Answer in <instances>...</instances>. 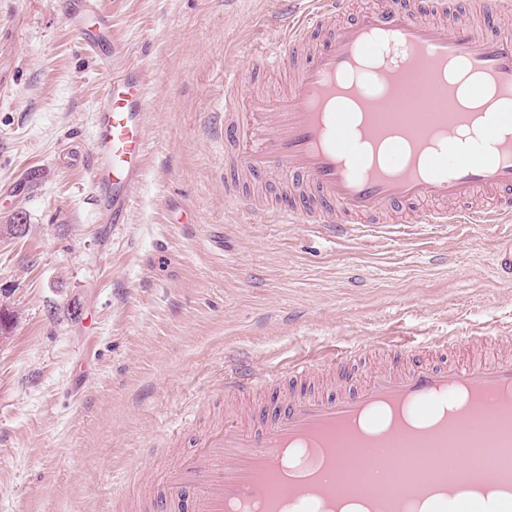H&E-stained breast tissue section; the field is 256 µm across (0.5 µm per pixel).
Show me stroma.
Instances as JSON below:
<instances>
[{
  "mask_svg": "<svg viewBox=\"0 0 512 512\" xmlns=\"http://www.w3.org/2000/svg\"><path fill=\"white\" fill-rule=\"evenodd\" d=\"M281 2L102 0L148 92L110 224L90 171L110 46L82 45L73 0H0V512H112L168 430L225 412L228 364L512 327L496 229L330 241L228 202L224 71L273 45Z\"/></svg>",
  "mask_w": 512,
  "mask_h": 512,
  "instance_id": "stroma-1",
  "label": "stroma"
}]
</instances>
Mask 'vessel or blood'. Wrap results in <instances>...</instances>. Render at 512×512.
<instances>
[{"label":"vessel or blood","instance_id":"obj_1","mask_svg":"<svg viewBox=\"0 0 512 512\" xmlns=\"http://www.w3.org/2000/svg\"><path fill=\"white\" fill-rule=\"evenodd\" d=\"M299 0L278 20L274 46L260 49L248 70L224 76V194L239 209L281 224H314L329 238L394 224L402 233L425 224L483 227L512 222V112L493 109L470 153L455 132L475 124L438 66L459 63L498 98L512 101V30L497 21L512 0H477L475 20L452 21L457 0ZM351 12L349 21L337 14ZM78 30L84 43L110 40L108 74L96 113L91 184L106 201L112 224L124 223L143 176L147 148V88L125 64L126 49L112 38V19L92 10ZM394 48L404 66L374 77L390 97L365 114L367 136L383 140L390 166H347L355 143L328 114L335 79L380 48ZM276 75V95L246 94L261 72ZM282 179L280 194L263 199L264 179ZM496 271L512 279V234L500 236ZM224 396L239 410L187 440L188 451L153 465L145 512H241L261 500L280 512L283 498L308 504L321 496L329 512L351 492L366 512H401L412 497L438 487L437 512H458L455 486L469 483L476 461L503 491L479 500L474 512H512V336L500 331L415 343L394 338L330 351L318 364L275 373L256 368L224 371ZM464 400L457 414L415 433L398 425L372 440L386 456L357 452L358 417L400 404L430 418L438 402ZM311 446L330 456L329 478L283 483L279 454Z\"/></svg>","mask_w":512,"mask_h":512}]
</instances>
